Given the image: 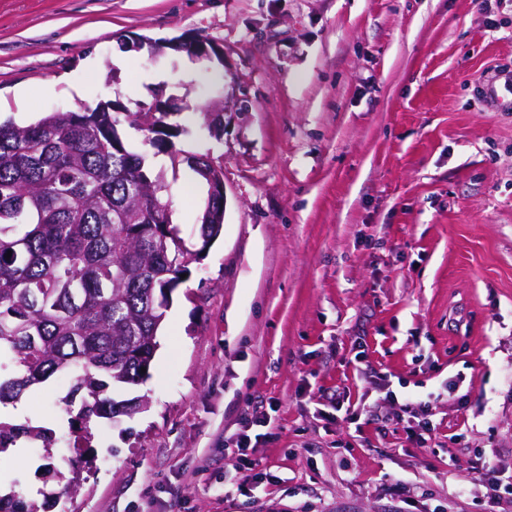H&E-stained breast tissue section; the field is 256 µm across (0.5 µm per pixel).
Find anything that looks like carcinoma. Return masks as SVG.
Wrapping results in <instances>:
<instances>
[{
  "mask_svg": "<svg viewBox=\"0 0 512 512\" xmlns=\"http://www.w3.org/2000/svg\"><path fill=\"white\" fill-rule=\"evenodd\" d=\"M157 145L168 119L152 115ZM114 112L99 103L51 112L38 122L0 124V404L19 402L58 375L69 423L112 421L144 400L118 391L149 377L169 297L191 261L221 235L200 217V249L182 250L176 224H153L137 205L140 155L112 146ZM39 443L53 455L55 432L0 420V452ZM57 496L0 494V512H51Z\"/></svg>",
  "mask_w": 512,
  "mask_h": 512,
  "instance_id": "1",
  "label": "carcinoma"
}]
</instances>
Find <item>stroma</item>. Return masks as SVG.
I'll return each mask as SVG.
<instances>
[{"label":"stroma","instance_id":"35a3bbf8","mask_svg":"<svg viewBox=\"0 0 512 512\" xmlns=\"http://www.w3.org/2000/svg\"><path fill=\"white\" fill-rule=\"evenodd\" d=\"M186 32L219 54L169 48ZM159 95L223 171L224 228L172 294L145 409L90 423L61 512H512L469 472L512 476V0H0L1 123ZM117 132L197 248L205 183ZM70 385L24 394L56 449L1 453V489L70 476ZM427 398L422 447L395 417Z\"/></svg>","mask_w":512,"mask_h":512}]
</instances>
